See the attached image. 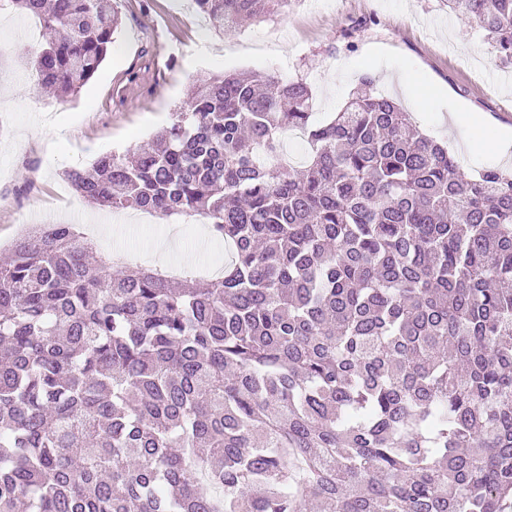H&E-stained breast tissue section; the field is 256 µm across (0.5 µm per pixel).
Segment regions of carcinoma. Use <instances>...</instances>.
Returning a JSON list of instances; mask_svg holds the SVG:
<instances>
[{
	"label": "carcinoma",
	"instance_id": "1",
	"mask_svg": "<svg viewBox=\"0 0 512 512\" xmlns=\"http://www.w3.org/2000/svg\"><path fill=\"white\" fill-rule=\"evenodd\" d=\"M222 32L288 0H194ZM39 21L74 96L112 0ZM512 66V0H448ZM301 79L222 72L164 133L65 173L87 202L200 213L224 273L91 261L36 224L0 263V512H503L512 502V176L466 173L392 98L324 122ZM300 132L306 160H282Z\"/></svg>",
	"mask_w": 512,
	"mask_h": 512
}]
</instances>
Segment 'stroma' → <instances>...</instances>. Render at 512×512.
Returning a JSON list of instances; mask_svg holds the SVG:
<instances>
[{"label": "stroma", "mask_w": 512, "mask_h": 512, "mask_svg": "<svg viewBox=\"0 0 512 512\" xmlns=\"http://www.w3.org/2000/svg\"><path fill=\"white\" fill-rule=\"evenodd\" d=\"M121 24L97 74L76 97L38 93L31 72L0 64V258L24 228L73 224L93 242L98 260L131 247V260L151 266L156 245L178 236L167 259L201 274L203 262L224 255L223 243L201 238L200 214L164 219L163 231L140 212L112 213L80 197L66 169L89 166L98 154L144 144L169 125L197 80L252 70L306 82L316 121L340 111L361 77L375 92L409 107L423 90L428 107L413 113L419 128L448 145L468 173L512 169V152L482 160L467 134L449 129L461 109L483 113L495 129L512 132V71L499 69L482 32L448 13L447 0H290L280 14L219 33L189 0H115ZM378 57L375 69L364 62Z\"/></svg>", "instance_id": "obj_1"}]
</instances>
